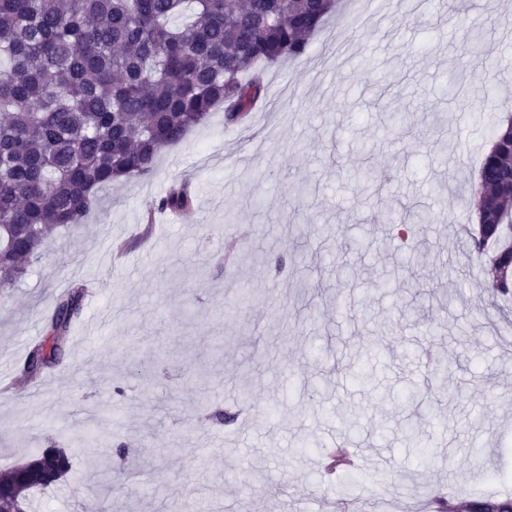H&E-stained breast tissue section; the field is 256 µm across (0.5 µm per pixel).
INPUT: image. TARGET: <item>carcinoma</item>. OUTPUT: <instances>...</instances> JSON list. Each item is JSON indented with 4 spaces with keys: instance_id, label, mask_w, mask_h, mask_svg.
I'll return each mask as SVG.
<instances>
[{
    "instance_id": "1",
    "label": "carcinoma",
    "mask_w": 512,
    "mask_h": 512,
    "mask_svg": "<svg viewBox=\"0 0 512 512\" xmlns=\"http://www.w3.org/2000/svg\"><path fill=\"white\" fill-rule=\"evenodd\" d=\"M333 0H0V280L22 279L54 232L85 223L99 191L149 174L161 151L224 110L243 124L267 93L266 69L307 54L308 38ZM186 19L183 24L175 23ZM512 116L497 126L482 160L477 223L469 250L485 260L490 288L512 297ZM193 198L170 188L158 209L180 213ZM422 211L391 215L408 237ZM84 289L58 298L21 377L32 380L66 353L63 336L83 308ZM54 445L0 472L9 498L0 512H27L31 492L60 478L40 474ZM509 499H477L467 512H498Z\"/></svg>"
}]
</instances>
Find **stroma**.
Returning <instances> with one entry per match:
<instances>
[{
  "mask_svg": "<svg viewBox=\"0 0 512 512\" xmlns=\"http://www.w3.org/2000/svg\"><path fill=\"white\" fill-rule=\"evenodd\" d=\"M381 0L372 20L333 15L308 53L269 68L268 102L242 126L222 112L164 149L147 176L99 193L86 224L62 227L28 275L0 287V471L35 450L70 448L90 428L134 460L76 454L30 512H336L318 465L336 445L362 456L359 512H404L460 491L512 495V353L491 324L512 299L488 286L454 233L470 222L468 185L512 110V0ZM487 21L478 55L460 35ZM494 96L444 97L454 61ZM398 96L410 124L392 126ZM366 168L390 180L361 187ZM189 181L191 210L157 203ZM410 205L434 221L414 234V267L385 217ZM233 223H225V213ZM119 250L120 263H101ZM421 292H414L413 283ZM91 289L64 363L37 385L19 376L56 296ZM112 321L98 335V310ZM122 394H115V387ZM237 405L231 424L202 422ZM244 404H237L239 393ZM484 447L479 481L469 449Z\"/></svg>",
  "mask_w": 512,
  "mask_h": 512,
  "instance_id": "obj_1",
  "label": "stroma"
}]
</instances>
